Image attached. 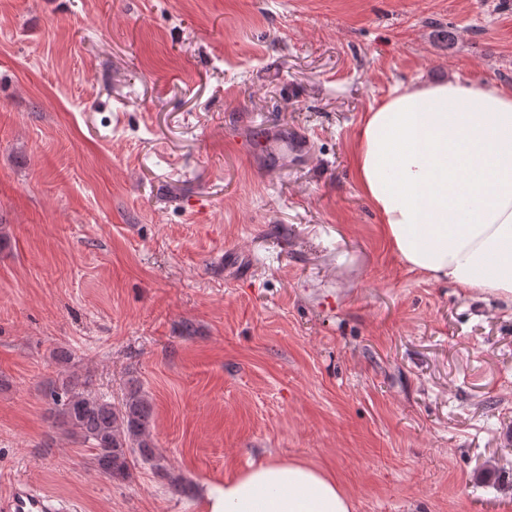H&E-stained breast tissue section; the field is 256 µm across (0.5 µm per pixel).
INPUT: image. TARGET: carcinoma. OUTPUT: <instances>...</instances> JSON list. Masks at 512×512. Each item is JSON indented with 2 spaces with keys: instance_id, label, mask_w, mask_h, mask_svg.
Wrapping results in <instances>:
<instances>
[{
  "instance_id": "1",
  "label": "carcinoma",
  "mask_w": 512,
  "mask_h": 512,
  "mask_svg": "<svg viewBox=\"0 0 512 512\" xmlns=\"http://www.w3.org/2000/svg\"><path fill=\"white\" fill-rule=\"evenodd\" d=\"M52 410L71 440L116 481L130 478L132 455L162 469V455L151 437L153 406L141 388L131 387L114 404L89 390L88 381L68 375L49 389Z\"/></svg>"
}]
</instances>
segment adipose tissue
Returning <instances> with one entry per match:
<instances>
[{
    "label": "adipose tissue",
    "instance_id": "1",
    "mask_svg": "<svg viewBox=\"0 0 512 512\" xmlns=\"http://www.w3.org/2000/svg\"><path fill=\"white\" fill-rule=\"evenodd\" d=\"M354 162L409 269L512 300V91L489 82L394 86L366 112ZM326 470L271 458L206 484L204 512H351Z\"/></svg>",
    "mask_w": 512,
    "mask_h": 512
}]
</instances>
